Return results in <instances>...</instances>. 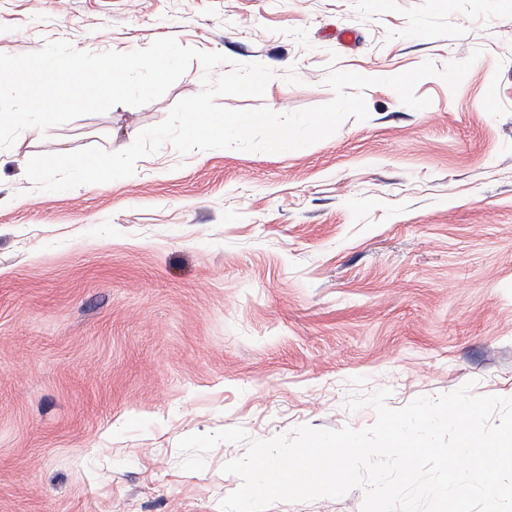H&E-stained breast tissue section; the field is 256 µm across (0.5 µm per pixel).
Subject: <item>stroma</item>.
<instances>
[{
    "instance_id": "35a3bbf8",
    "label": "stroma",
    "mask_w": 512,
    "mask_h": 512,
    "mask_svg": "<svg viewBox=\"0 0 512 512\" xmlns=\"http://www.w3.org/2000/svg\"><path fill=\"white\" fill-rule=\"evenodd\" d=\"M169 36L227 56L219 76L272 70L221 106L324 104L336 69L377 78L369 116L301 149L167 142L132 176L33 189L31 157L118 152L164 121L202 90L195 60L158 100L0 149V512H220L251 441L367 428L349 404L376 390L393 409L467 383L512 398V0H0L1 54ZM470 56L457 90L419 82L422 110L379 83Z\"/></svg>"
}]
</instances>
